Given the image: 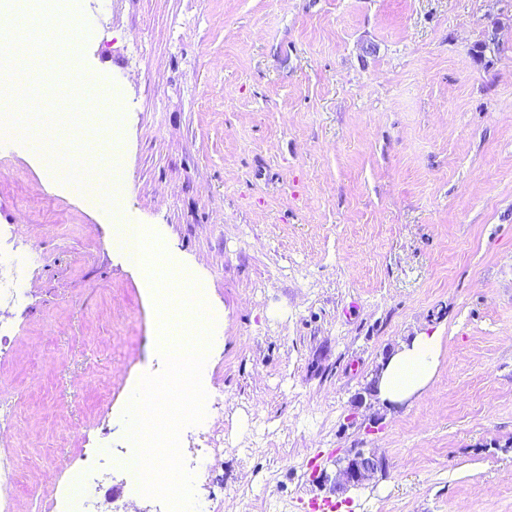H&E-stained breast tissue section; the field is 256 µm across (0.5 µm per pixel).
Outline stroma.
Masks as SVG:
<instances>
[{
	"label": "stroma",
	"instance_id": "stroma-1",
	"mask_svg": "<svg viewBox=\"0 0 512 512\" xmlns=\"http://www.w3.org/2000/svg\"><path fill=\"white\" fill-rule=\"evenodd\" d=\"M84 38L30 54L50 106L84 76L120 117L115 206L47 177L0 135V225L43 259L0 399L34 381L8 443L14 512H40L86 439L121 447L157 373L144 271L115 224L155 229L204 284L224 338L206 379L216 512H512V0H70ZM440 332L429 385L367 388L407 337ZM368 448L387 473L336 495L304 464ZM206 392L207 400L205 406L208 410V418L192 428L197 430L198 433H201L202 437L204 438L205 446H201V448H213L215 450L217 448V444L221 442V435L217 430L210 431L208 424L209 421L214 417L218 408L224 412V401L219 402L216 400V396L211 391L206 390Z\"/></svg>",
	"mask_w": 512,
	"mask_h": 512
}]
</instances>
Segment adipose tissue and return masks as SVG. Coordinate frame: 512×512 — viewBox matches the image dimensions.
Returning <instances> with one entry per match:
<instances>
[{"instance_id":"ef3b65f1","label":"adipose tissue","mask_w":512,"mask_h":512,"mask_svg":"<svg viewBox=\"0 0 512 512\" xmlns=\"http://www.w3.org/2000/svg\"><path fill=\"white\" fill-rule=\"evenodd\" d=\"M441 350L442 339L433 333L423 332L402 343L383 365L378 399L401 403L421 393L438 369Z\"/></svg>"}]
</instances>
